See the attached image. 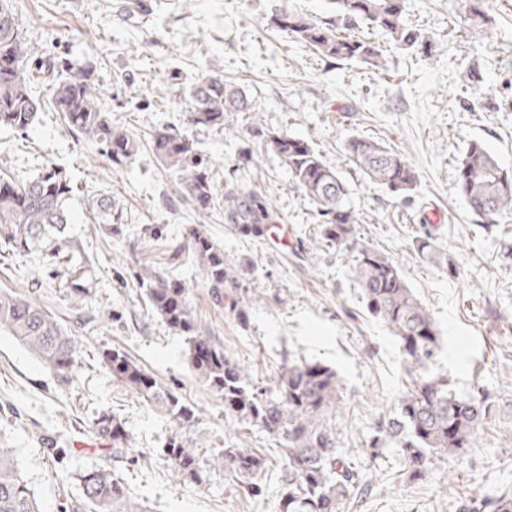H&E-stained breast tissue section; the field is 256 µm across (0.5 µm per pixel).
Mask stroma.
<instances>
[{
	"instance_id": "stroma-1",
	"label": "stroma",
	"mask_w": 512,
	"mask_h": 512,
	"mask_svg": "<svg viewBox=\"0 0 512 512\" xmlns=\"http://www.w3.org/2000/svg\"><path fill=\"white\" fill-rule=\"evenodd\" d=\"M470 3L406 0L408 22L439 50L428 58L388 47L386 69L375 70L318 56L269 24L283 10L335 20L329 0H20L29 55L89 69L116 126L144 139L167 124L187 132L211 167L217 193L256 194L267 202L271 223L295 230L284 249L225 224L223 205L198 217L149 146L130 164H112L55 111L49 80L33 84L41 102L35 122L22 133L0 129V177L27 180L48 163L66 170L74 187L73 234L93 280L90 295L77 304L62 275L37 255L0 256V289L40 305L79 338L75 382L63 387L40 357L0 333V443L13 450L42 512L80 504L74 475L98 468L116 470L128 497L148 512L277 510L279 444L225 414L193 373L183 336L145 300L138 274L148 262L193 285L191 303L203 330L252 382L272 385L288 356L315 358L337 372L340 452L373 487L350 512H462L472 496L512 494V218L482 226L459 191L455 169L467 143L478 139L512 170V66L502 62L512 50V0H484L481 26L470 21ZM475 65L484 81L472 89L465 78ZM214 72L255 106L254 120H238L230 133L188 124L187 90ZM254 122L313 140L338 165L359 218L358 240L399 265L441 330L434 372L447 375L459 393L482 387L496 407L478 446L461 460L435 461L421 482L408 481L396 452L375 461L365 446L409 383L399 344L362 301L351 254L322 239L320 215L271 147L252 135ZM358 134L410 159L419 173L410 197L370 183L347 164L343 144ZM99 194L111 195L122 213L109 231L89 208ZM195 226L223 247L247 287L263 293L248 306L245 324L225 315L197 262L178 256ZM427 232L442 262L415 250ZM112 347L195 406L199 423L187 438L201 455L231 441L266 456L263 497L242 498L229 471L211 473L201 486L179 481L162 452L176 429L113 380L100 357ZM103 409L125 428L122 456L95 430ZM45 435L57 440L54 454L41 442Z\"/></svg>"
}]
</instances>
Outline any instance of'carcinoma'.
I'll return each instance as SVG.
<instances>
[{
    "mask_svg": "<svg viewBox=\"0 0 512 512\" xmlns=\"http://www.w3.org/2000/svg\"><path fill=\"white\" fill-rule=\"evenodd\" d=\"M345 25H366L381 31L394 47L416 49L427 57L438 44L405 17V0H329ZM276 30L314 53L338 61L385 66L382 47L371 40L338 31L336 23L319 24L306 13L282 11L271 17ZM59 74L52 85L56 111L69 128L94 139L109 160L123 166L140 150V140L112 125L99 103L91 73L65 62L33 60L24 49L16 0H0V127L27 130L35 121L39 102L32 93L37 74ZM189 122L195 127L226 129L237 115L254 111L240 89L219 75L198 80L191 89ZM251 133L262 136L288 168L295 188L322 217V236L330 245L351 252L354 279L368 311L383 321L399 343L411 386L402 393L394 412L379 419L367 448L372 459L393 448L402 459L410 481L419 482L435 460H458L476 445L483 425L495 406L478 388L458 394L448 377L426 371L440 352V330L414 295L399 266L383 253L354 236L358 217L349 203L351 189L336 167L313 143L286 131L266 133L258 125ZM150 148L162 166L179 182V192L195 212L205 216L215 207L212 177L194 157L190 138L177 129L162 127L150 136ZM344 153L356 171L370 182L397 195L415 190L418 173L408 157L387 145L359 135L344 142ZM457 184L470 211L487 224L512 214V170L503 168L483 142L472 140L458 158ZM73 187L66 171L49 164L24 181L0 179V248L12 255L38 253L51 266L62 269L67 292L83 300L92 288L87 260L68 234L67 201ZM103 217L106 232L119 219L112 196L92 199ZM269 215L264 199L250 193L224 195V220L246 236L262 238ZM189 256L200 264L203 282L216 300L231 297L227 312L244 316L238 295L240 276L224 258V249L196 227L189 229ZM141 287L150 308L185 337L192 371L216 398L224 412L239 423L256 426L272 435L283 448L278 512H344L347 505L369 490L358 470L346 463L337 448L336 407L340 382L336 372L319 361L290 360L274 387L265 389L249 380L245 369L224 353V346L203 332L191 306L193 290L185 281L143 268ZM6 331L38 355L69 385L75 376L77 340L67 334L49 312L9 292H0V332ZM112 378L144 403L165 413L180 430L190 431L198 419L194 408L119 347L102 353ZM99 435L117 442L124 438L119 419L109 412L96 415ZM163 451L173 473L185 483L200 484L206 473L230 470L238 479V492L246 499L261 495L266 470L263 455L242 444L203 457L197 449L174 436ZM83 506L90 512H146L131 504L121 478L98 468L76 474ZM0 512H41L12 449L0 447ZM465 512H512V495L473 499Z\"/></svg>",
    "mask_w": 512,
    "mask_h": 512,
    "instance_id": "1",
    "label": "carcinoma"
}]
</instances>
